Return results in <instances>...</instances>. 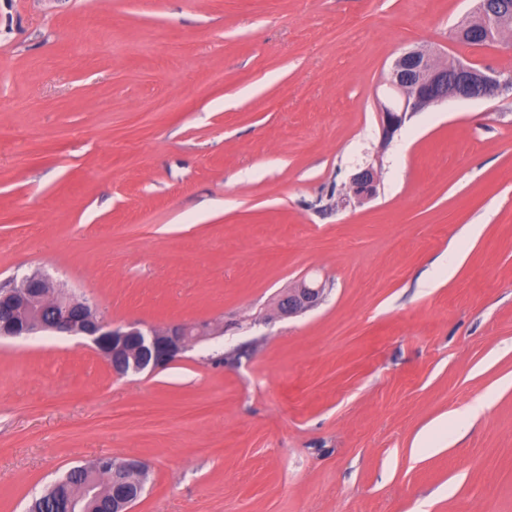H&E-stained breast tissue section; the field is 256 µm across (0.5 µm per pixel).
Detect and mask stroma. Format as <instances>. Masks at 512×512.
Here are the masks:
<instances>
[{
    "mask_svg": "<svg viewBox=\"0 0 512 512\" xmlns=\"http://www.w3.org/2000/svg\"><path fill=\"white\" fill-rule=\"evenodd\" d=\"M471 6L0 0V283L221 329L122 378L0 339V512L100 456L147 466L134 512H512V89L376 115L413 46L512 74ZM302 278L325 301L280 316ZM379 185L377 169L369 165L352 176L349 184L350 199L361 204L376 195Z\"/></svg>",
    "mask_w": 512,
    "mask_h": 512,
    "instance_id": "35a3bbf8",
    "label": "stroma"
}]
</instances>
